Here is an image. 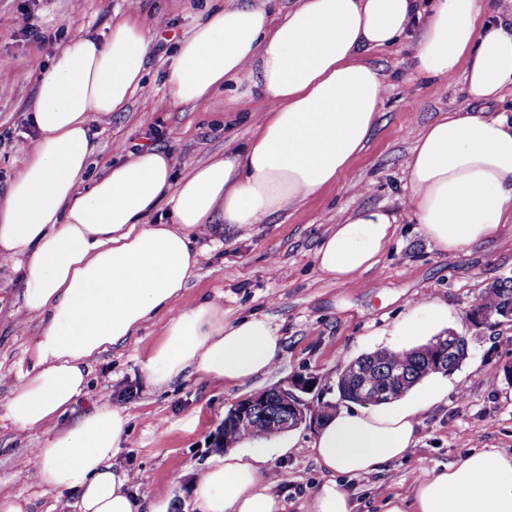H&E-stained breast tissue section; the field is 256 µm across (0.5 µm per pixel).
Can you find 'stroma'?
<instances>
[{
	"label": "stroma",
	"mask_w": 512,
	"mask_h": 512,
	"mask_svg": "<svg viewBox=\"0 0 512 512\" xmlns=\"http://www.w3.org/2000/svg\"><path fill=\"white\" fill-rule=\"evenodd\" d=\"M232 0H0V188L24 166L34 145L28 115L40 77L72 36H106L113 17L138 14L168 23L156 35L141 88L125 111L97 116L96 151L88 171L97 177L119 156L159 146L175 160V176L222 158L256 131L251 113L264 104L225 86L210 105L173 106L167 77L178 42L215 7ZM31 12L39 37L22 33L19 18ZM414 47L401 40L366 54L382 73L386 90L367 148L336 183L263 224L202 239L196 277L181 303L209 298L224 319L256 314L276 327L283 351L269 369L241 384L220 386L188 374L166 387L149 384L141 363L161 338L164 317L147 323L130 342L92 362L84 393L57 427L101 403L125 408L129 430L113 457L114 468L134 475L132 491L165 498L169 512H198L193 483L215 457L224 417L252 394L310 379L304 400L316 408H345L337 381L355 358L377 350L425 344L399 329L426 320L432 306L448 307L447 327L465 336L468 355L449 371L448 391L421 412L417 443L405 458L368 475L347 479L355 512H385L393 494L407 493L422 474L443 469L480 448L512 453V382L501 377L512 363V319L495 316L480 324L471 309L486 291L512 279V223L490 239L450 254L428 241L403 206L407 165L416 139L429 122L465 110L462 76L426 81L414 66ZM385 206L397 217L396 231L378 263L352 283L339 284L317 268L314 253L340 217L361 206ZM23 273L0 262V405L29 365V348L40 319L23 306ZM316 430H294L296 445L267 461L280 479L270 487L280 512H310L325 473L315 463ZM40 432L16 429L0 419V496L18 495L28 512H59L61 497L40 486L35 474Z\"/></svg>",
	"instance_id": "obj_1"
}]
</instances>
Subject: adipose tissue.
<instances>
[{"label":"adipose tissue","instance_id":"1","mask_svg":"<svg viewBox=\"0 0 512 512\" xmlns=\"http://www.w3.org/2000/svg\"><path fill=\"white\" fill-rule=\"evenodd\" d=\"M484 0H294L275 16L271 0H236L196 23L170 66L173 105L209 104L225 83L257 92L267 106L253 138L174 181L173 156L148 146L86 174L95 152L91 124L125 111L143 82L151 26L122 18L105 39L72 37L40 79L37 137L23 168L0 193V261L23 265V304L40 317L30 367L5 407L22 431H44L39 483L75 494V512H167L141 500L131 476L112 466L130 421L102 404L69 427L53 423L83 394L100 354L124 345L167 311L157 345L142 362L148 383L185 373L238 384L264 372L282 351L265 317L225 323L223 308L179 302L196 275L200 238L265 223L333 184L367 147L383 99L381 73L366 52L422 28L415 66L429 78L463 73L467 100L498 101L512 87V19L485 20ZM167 223H149L157 206ZM406 205L445 252L481 243L512 222V121L464 112L440 117L418 136L407 166ZM395 215L366 206L342 218L315 250L318 269L346 284L372 268ZM436 377L407 396L370 409H341L312 442L328 473L312 512H353L336 475L357 477L405 457L417 442L418 414L440 401ZM259 451L212 461L193 485L201 512H277L267 455L293 447L278 433ZM386 512H512V454L468 453L393 495Z\"/></svg>","mask_w":512,"mask_h":512}]
</instances>
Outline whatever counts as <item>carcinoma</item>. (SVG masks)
I'll list each match as a JSON object with an SVG mask.
<instances>
[{"instance_id": "obj_1", "label": "carcinoma", "mask_w": 512, "mask_h": 512, "mask_svg": "<svg viewBox=\"0 0 512 512\" xmlns=\"http://www.w3.org/2000/svg\"><path fill=\"white\" fill-rule=\"evenodd\" d=\"M475 309L489 316L506 317V312L512 310V283H503L494 287ZM347 368L356 369L371 376L386 390V394L373 401L379 404L392 399V397L405 393L411 386L423 377L438 372L437 365L428 359L424 346L403 351L379 350L362 355L347 365ZM337 390L341 399L350 402H365L359 396L356 383L349 375H340ZM272 407L259 410L256 417L247 425L236 426L224 421V441L235 444L244 439L258 436H268L278 433L277 426L273 425Z\"/></svg>"}]
</instances>
